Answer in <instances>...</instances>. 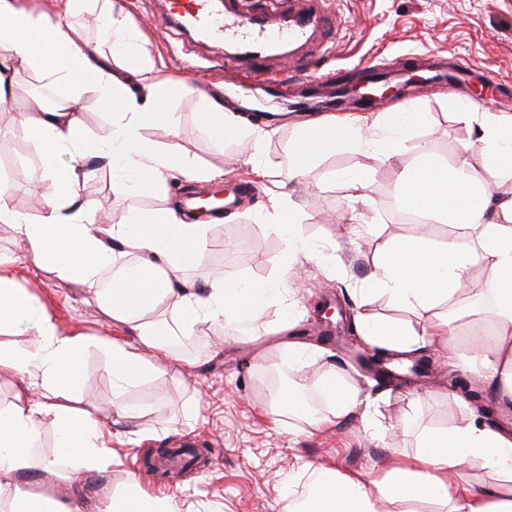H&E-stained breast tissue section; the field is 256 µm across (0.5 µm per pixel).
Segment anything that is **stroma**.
<instances>
[{"instance_id":"1","label":"stroma","mask_w":512,"mask_h":512,"mask_svg":"<svg viewBox=\"0 0 512 512\" xmlns=\"http://www.w3.org/2000/svg\"><path fill=\"white\" fill-rule=\"evenodd\" d=\"M115 3L145 34L146 51L161 57L165 68L185 81L180 96L166 103L177 117L176 130L148 128L145 138L201 167L223 169L224 175L202 184L174 176L167 191L145 187L124 195L113 191L111 169L94 159L81 187L89 220L105 224L130 212L148 215L170 201L183 210L190 191L245 185L230 214L210 221L207 251L182 276L202 286L205 277L222 272L227 246L247 236L251 247L238 257L237 268L254 279L286 273L295 317L285 334L274 331L278 313L272 307L253 312L228 336L219 326L196 324L176 339L180 363L127 388V412L121 417L112 408L111 354L101 346L89 347L81 363L82 405L113 423L111 467L84 475L90 512H102L107 487L129 471L135 473L141 493L170 498L175 512H289L292 500L309 493L316 470L375 476L391 458L414 453L417 437L409 417L436 428L464 419L450 387L454 379L474 391L468 404L484 423L496 426L500 413L492 394L460 361L464 345L451 351L436 342L406 354L400 378L380 380L367 362L369 350L354 333L353 317L355 289L372 273L381 237L426 231L439 241L448 237L447 224L410 215L399 202L402 171L421 161L418 145H425L430 161L452 165L461 146L475 137L474 127L458 119L456 104L472 98L471 86L477 82L488 85L487 109L512 113V0H327L330 15L338 20L336 35L295 65L272 58L268 70L279 78L276 93L327 90L340 69L358 81L365 78L369 63L402 76L417 68L429 77L436 66L463 61L471 74L462 86L435 89L413 102L425 119L400 141L392 158L377 150L342 146L318 156L302 179L286 184L279 172L307 113L285 122H263L268 132L261 159L266 174L258 176L249 140L220 145L203 136L201 96L220 94L230 112L240 102L266 109L265 95L225 66L223 46L201 45L149 24V17L161 9L159 0ZM349 171L367 173L366 200L354 199L345 189L340 176ZM280 187L296 203L300 233L316 244H335V251L317 262L297 258L282 269V238L263 218L272 191ZM56 194V184L43 171L37 142L12 127L0 137V196L35 223L43 213L42 199ZM357 224L377 225L378 236L356 238ZM1 257L7 259L6 270L16 285L47 309L61 333L131 341L128 326L106 320L88 288L37 267L11 229L0 225ZM328 306L334 309L329 317L324 314ZM294 340L315 351L306 367L309 380L334 367L341 383L358 390L363 407L333 422L317 423L326 402L314 389L300 395L304 412L288 416L274 411L271 397L276 389L267 377L285 373L283 344ZM418 357L430 362L422 375L412 370Z\"/></svg>"}]
</instances>
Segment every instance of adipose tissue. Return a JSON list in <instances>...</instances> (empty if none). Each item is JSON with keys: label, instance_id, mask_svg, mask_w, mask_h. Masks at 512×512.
I'll return each mask as SVG.
<instances>
[{"label": "adipose tissue", "instance_id": "ef3b65f1", "mask_svg": "<svg viewBox=\"0 0 512 512\" xmlns=\"http://www.w3.org/2000/svg\"><path fill=\"white\" fill-rule=\"evenodd\" d=\"M83 14L100 23L103 47L77 42L75 20ZM116 60L132 63L136 87L113 72ZM19 62L53 82L93 89L95 105L112 115L106 134L89 138L71 99L22 113L18 122L38 143L58 196L46 200L35 224L0 198V223L12 228L41 267L94 289L104 317L134 331L136 345H108L116 411L125 410L128 385L176 361L172 336L197 323L235 326L252 311L275 305L281 310L279 329L288 331L291 311L284 278L255 280L228 268L198 292L181 283L180 271L207 246L205 225L183 223L170 207L147 218L131 212L108 226L86 222L88 206L79 193L84 172L62 166L63 152L84 160L106 159L120 192L164 186L170 172L190 181L209 176L176 151L157 149L144 139L146 127L176 128L174 113L162 103L182 82L143 50L141 32L127 15L112 0H58L50 16L28 9L23 0H0L1 101L14 96L10 73ZM202 116L210 140L221 143L244 134L254 152H261L266 132L244 129L238 116L225 112L221 99L204 96ZM458 118L475 127V140L462 146L451 166L427 161L406 171L399 196L411 212L447 216L455 231L443 242L425 235L387 236L370 278L356 290L361 309L355 329L365 345L387 354L415 352L432 337L455 345L461 329L448 309L474 269H484L481 293L491 307L487 318L470 320L463 329L470 349L467 368L492 394L512 402V301H504L499 292L501 285L512 284V113L465 109ZM415 125L402 112L389 125L378 118L305 122L307 135L289 154L285 178L302 177L313 158L342 144L391 150ZM267 216L284 239V266L316 252V245L298 231L289 195L279 194ZM128 255L144 278L125 277L107 293L97 292L101 269ZM382 299L404 312V319L374 317L371 309ZM160 307L168 317L156 316ZM3 329L35 332L38 343L23 350L0 347V378L15 383L11 403L0 410V503L7 512H84L77 474L111 466L112 431L108 421L75 412L68 400L79 386L78 363L98 339L60 333L51 315L0 269ZM316 384L329 404L328 416L344 417L360 404L356 390L337 384L335 370H326ZM46 417L53 418L57 438L50 457L38 452L39 424ZM418 441L414 454L396 460L377 477L317 471L315 488L298 503L297 512H376L379 501L388 504L389 512H512L511 430L488 428L471 415L450 428H421ZM475 468L500 479L474 484L470 472ZM122 484L124 495L110 499L105 512H173L169 499L142 494L134 475L125 474Z\"/></svg>", "mask_w": 512, "mask_h": 512}]
</instances>
